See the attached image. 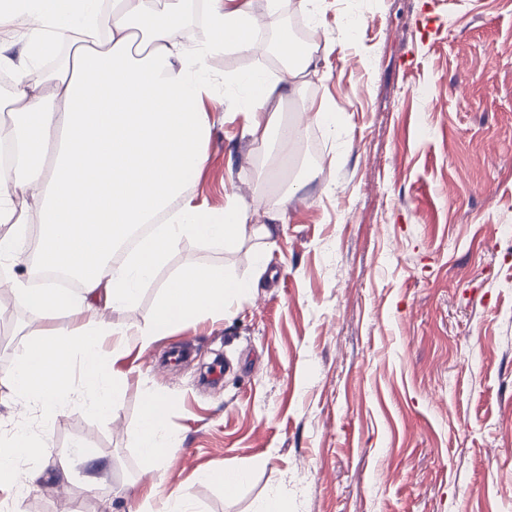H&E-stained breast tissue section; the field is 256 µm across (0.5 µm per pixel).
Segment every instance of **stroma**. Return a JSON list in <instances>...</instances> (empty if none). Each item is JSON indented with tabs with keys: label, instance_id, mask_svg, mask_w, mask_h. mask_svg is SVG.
I'll list each match as a JSON object with an SVG mask.
<instances>
[{
	"label": "stroma",
	"instance_id": "obj_1",
	"mask_svg": "<svg viewBox=\"0 0 512 512\" xmlns=\"http://www.w3.org/2000/svg\"><path fill=\"white\" fill-rule=\"evenodd\" d=\"M317 73L290 117L326 104L337 129L305 120L306 151L282 162L253 141L224 76H276L280 56L220 53L205 106L206 161L186 193L250 223L291 201L274 245L183 240L110 326L151 320L182 267L222 264L254 284L230 314L174 326L114 353V409L70 401L25 420L52 470L29 512H161L173 493L199 512H253L276 491L288 512H512V0H317ZM25 16L0 27V76L35 80L71 55H28ZM266 270L257 273V256ZM10 307L0 374L29 331L66 324ZM182 346L185 358L167 361ZM224 380L202 377L215 361ZM170 401L166 460L146 465L134 434L146 392ZM241 468L234 491L202 481Z\"/></svg>",
	"mask_w": 512,
	"mask_h": 512
}]
</instances>
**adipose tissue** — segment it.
<instances>
[{"instance_id": "obj_1", "label": "adipose tissue", "mask_w": 512, "mask_h": 512, "mask_svg": "<svg viewBox=\"0 0 512 512\" xmlns=\"http://www.w3.org/2000/svg\"><path fill=\"white\" fill-rule=\"evenodd\" d=\"M179 0H0V21L23 13L42 31L29 43L31 56L54 54L64 40L75 50L62 67L31 81L18 79L7 100L15 122L0 123V141L16 143L19 156L0 179V223L13 232L0 235V259L22 262V232L28 220L40 228V265L75 277L79 292L52 287L31 288L19 279H4L15 303L47 315L61 314L68 325L35 332L8 375L12 406L25 414L39 406L51 416L70 401L72 377L80 375L88 395L83 407L91 413L117 400L120 381L111 374L102 341L111 328L96 320L98 303L122 309L133 304L167 256L186 238L232 249L245 238L272 239V224L252 225L236 199L223 211H211L186 196L188 184L205 162L209 130L204 99L214 78L209 58L219 52L256 50L250 0H210L208 39L187 48L178 40ZM149 47L134 52L140 31ZM288 63L273 79L251 72L233 76L243 91L246 130L259 141L275 139L283 156L298 149L304 130L295 120L270 112L273 101L298 96L313 56L291 57L290 43L280 46ZM28 198L20 209L16 199ZM166 224L143 238L121 263L112 255L136 225ZM252 284L222 265L189 266L168 282L153 318L124 328L135 345L148 348L164 330L180 321L229 310L247 296ZM167 406L147 394L136 430L143 458L163 460ZM42 441L25 425L0 441V483L15 482L18 459L42 475Z\"/></svg>"}]
</instances>
